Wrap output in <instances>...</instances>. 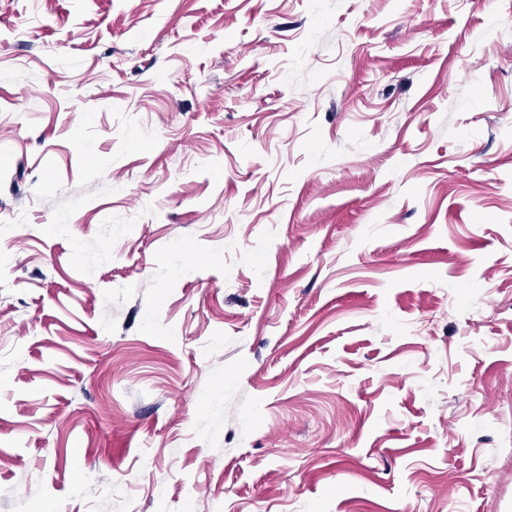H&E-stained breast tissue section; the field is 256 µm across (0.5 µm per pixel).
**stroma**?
I'll list each match as a JSON object with an SVG mask.
<instances>
[{
    "label": "stroma",
    "mask_w": 512,
    "mask_h": 512,
    "mask_svg": "<svg viewBox=\"0 0 512 512\" xmlns=\"http://www.w3.org/2000/svg\"><path fill=\"white\" fill-rule=\"evenodd\" d=\"M188 507L512 512V0H0V512Z\"/></svg>",
    "instance_id": "1"
}]
</instances>
